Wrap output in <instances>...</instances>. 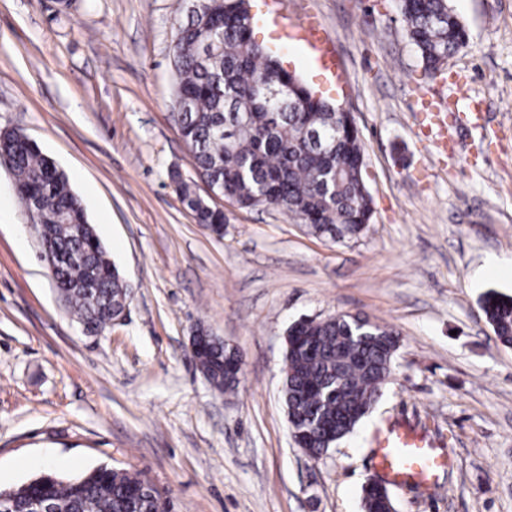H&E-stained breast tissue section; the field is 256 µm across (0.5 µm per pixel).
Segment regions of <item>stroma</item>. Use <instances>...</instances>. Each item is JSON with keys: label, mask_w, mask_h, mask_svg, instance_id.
I'll use <instances>...</instances> for the list:
<instances>
[{"label": "stroma", "mask_w": 512, "mask_h": 512, "mask_svg": "<svg viewBox=\"0 0 512 512\" xmlns=\"http://www.w3.org/2000/svg\"><path fill=\"white\" fill-rule=\"evenodd\" d=\"M257 41L335 106L365 144L372 218L335 242L264 207L197 224L169 172L195 161L169 118L187 0H0V131L67 175L132 287L123 320L88 336L57 294L29 214L0 168V489L45 469L142 473L171 512H363L375 438L425 431L450 463L429 489L388 485L395 512H512V349L480 309L512 295V0H449L468 43L424 72L398 0H249ZM325 29L335 70L288 45ZM482 99L472 126L457 79ZM447 105V134L422 99ZM359 315L402 336L382 396L318 460L291 435L285 335ZM203 323L241 353L235 393L189 353Z\"/></svg>", "instance_id": "1"}]
</instances>
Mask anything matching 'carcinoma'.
<instances>
[{
  "mask_svg": "<svg viewBox=\"0 0 512 512\" xmlns=\"http://www.w3.org/2000/svg\"><path fill=\"white\" fill-rule=\"evenodd\" d=\"M406 33L424 68L442 69L465 47L468 34L448 0H399ZM247 0H224V25L212 31L210 18L185 22L186 36L177 65L188 112L170 118L193 146L196 172L224 183V195L241 209L272 207L334 241L358 237L372 217V199L363 168L365 146L353 118L321 98L276 53L261 49L248 28ZM219 38L220 51L202 56V47ZM263 78L291 86L288 99L267 102L257 96ZM14 160L13 176L23 204L38 211L48 241L66 260L59 275L62 299L83 329L92 333L119 313L129 285L111 273L114 264L69 180L38 145L14 131L0 132V152ZM195 181L182 183L180 202L196 222L220 235L224 215L196 193ZM495 340L512 347V296L495 290L480 299ZM359 316L312 318L287 330L283 394L288 416L318 457L351 433L372 410L389 378L400 347V333L372 325L376 339L358 342ZM231 357L224 342L212 339L196 363L211 387L233 393L239 380L224 369ZM12 512H27L42 497L51 512H158L161 492L141 473L100 466L77 476L41 473L12 489ZM364 512H387L378 491L364 488Z\"/></svg>",
  "mask_w": 512,
  "mask_h": 512,
  "instance_id": "1",
  "label": "carcinoma"
}]
</instances>
